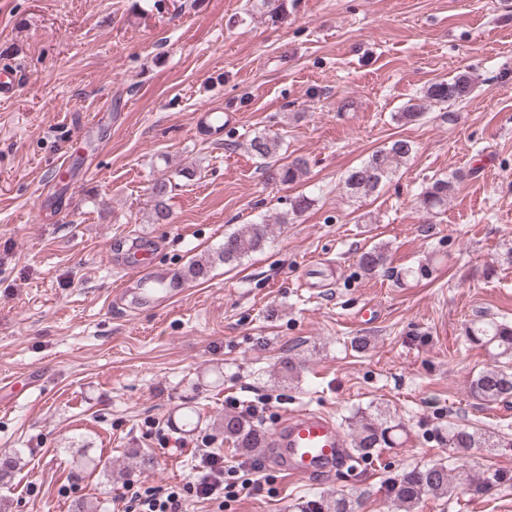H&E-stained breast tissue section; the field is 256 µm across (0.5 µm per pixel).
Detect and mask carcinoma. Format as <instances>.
Segmentation results:
<instances>
[{
  "mask_svg": "<svg viewBox=\"0 0 512 512\" xmlns=\"http://www.w3.org/2000/svg\"><path fill=\"white\" fill-rule=\"evenodd\" d=\"M252 11L267 15L276 20L287 14V0H252ZM473 78L466 73H459L451 78H442L431 83L423 100L408 101L402 111L395 114L400 121L412 122L420 119L427 103L437 104L463 100L473 91ZM248 151L258 160L266 161L277 156L282 149L281 141L276 136L258 133L247 141ZM414 151L413 144L405 139H398L386 148L374 151L360 165L350 169L344 177L346 192L361 198L372 195L398 171L404 160ZM308 162L303 157L268 171V180L283 185L294 184L306 173ZM455 190V183L448 178H436L420 195V207L430 214L437 215L448 208V199ZM172 191L170 181L159 179L151 186L154 198L155 223H165L170 213L165 204V197ZM315 204V199L301 195L290 200V213L275 218V223H288V215L297 216ZM271 235V224L263 220L259 223L246 224L243 228L224 235V243L215 251L211 261L234 265L250 254L261 250ZM389 256L382 245H373L362 250L357 259L359 268L374 274L387 265ZM467 341L475 346L492 352L497 357L512 360V324L485 318L471 320L464 328ZM470 393L488 404L512 398V369L496 365L480 371L470 382ZM352 433L353 455L363 462L378 455L384 448L397 445V431L401 424L394 423L387 413L377 408L372 412H362L354 416ZM224 439L236 448L251 454L267 447L265 430L246 418L224 415ZM448 447L457 451L469 448H507L512 443L490 432H482L465 425H452L442 434ZM504 476L488 474L480 469L466 465L458 467L456 474L448 472V466L442 463L415 466L398 474L389 486L393 502L398 507L412 508L427 494L434 497H452L457 492L482 495L492 483H499ZM300 512H354L352 500L339 493L321 495L298 506Z\"/></svg>",
  "mask_w": 512,
  "mask_h": 512,
  "instance_id": "carcinoma-1",
  "label": "carcinoma"
}]
</instances>
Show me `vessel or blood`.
<instances>
[{
    "instance_id": "1",
    "label": "vessel or blood",
    "mask_w": 512,
    "mask_h": 512,
    "mask_svg": "<svg viewBox=\"0 0 512 512\" xmlns=\"http://www.w3.org/2000/svg\"><path fill=\"white\" fill-rule=\"evenodd\" d=\"M228 117L223 111L205 106L196 116L195 133L202 137H219L224 133ZM156 243L147 237H136L122 250L118 259L121 270L131 274L135 287L120 291L127 308L169 306L183 298L188 285L185 280H169L158 276L149 263ZM273 466L293 479L328 474L344 467L347 439L334 418L321 411H297L286 414L271 432Z\"/></svg>"
}]
</instances>
